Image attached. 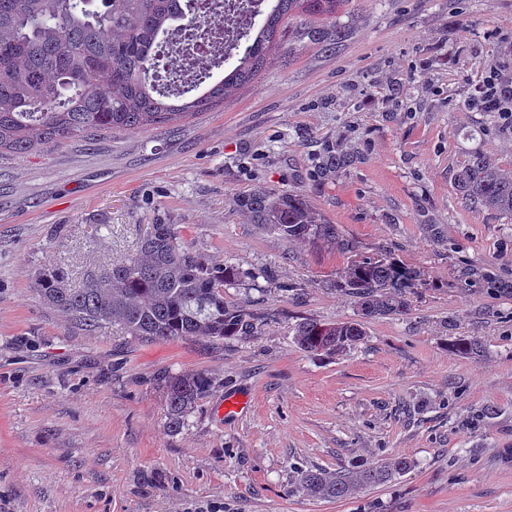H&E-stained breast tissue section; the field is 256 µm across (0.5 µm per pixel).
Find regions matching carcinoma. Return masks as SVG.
Returning a JSON list of instances; mask_svg holds the SVG:
<instances>
[{
  "instance_id": "1",
  "label": "carcinoma",
  "mask_w": 512,
  "mask_h": 512,
  "mask_svg": "<svg viewBox=\"0 0 512 512\" xmlns=\"http://www.w3.org/2000/svg\"><path fill=\"white\" fill-rule=\"evenodd\" d=\"M254 38L222 79L198 97L168 103L156 86L154 45L171 23L187 14L182 0H0V153H27L51 141L93 138L166 126L224 103L263 68L277 44L293 51L304 37L332 46L345 32L336 14L351 0H274ZM465 203L512 217V175L482 154L457 174ZM250 223L292 241L339 245L349 261L336 287L355 299L361 319L324 323L302 318L292 328L296 346L311 357L334 356L366 336L365 318L408 311L405 289L413 272L385 253H359L340 237L337 225L299 192L257 186L235 200ZM263 271L216 262L186 245L174 224H151L137 253L82 287L69 288L59 270H44L35 289L78 329L91 333L103 324L121 326L141 343L182 338L213 342L243 339L258 330L256 316L224 300V289ZM452 349L480 359L476 339H459ZM169 416L180 430L211 380L203 373L158 376ZM415 467L404 456L361 464L349 472L300 470L293 488L322 499H345L358 486L390 482Z\"/></svg>"
}]
</instances>
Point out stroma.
I'll list each match as a JSON object with an SVG mask.
<instances>
[{"mask_svg":"<svg viewBox=\"0 0 512 512\" xmlns=\"http://www.w3.org/2000/svg\"><path fill=\"white\" fill-rule=\"evenodd\" d=\"M337 23L336 48L273 52L186 121L0 153V512H512V220L465 206L456 181L477 153L512 172V131L465 106L512 45V0H368ZM258 185L415 271L408 312L366 320L347 353L299 350V318L357 317L336 286L347 257L248 223L234 199ZM160 221L266 271L224 292L257 335H87L35 291L46 269L73 288L110 271ZM163 371L211 379L174 433ZM232 396L244 409L225 412ZM395 455L415 469L343 500L289 490L299 469Z\"/></svg>","mask_w":512,"mask_h":512,"instance_id":"1","label":"stroma"}]
</instances>
